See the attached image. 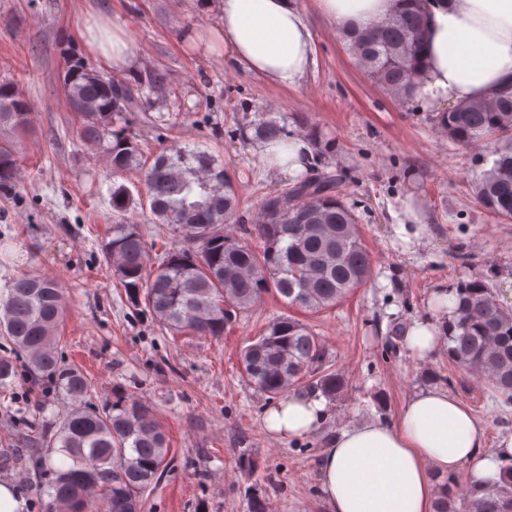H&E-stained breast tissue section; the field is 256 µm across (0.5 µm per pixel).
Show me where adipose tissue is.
I'll use <instances>...</instances> for the list:
<instances>
[{
    "instance_id": "ef3b65f1",
    "label": "adipose tissue",
    "mask_w": 512,
    "mask_h": 512,
    "mask_svg": "<svg viewBox=\"0 0 512 512\" xmlns=\"http://www.w3.org/2000/svg\"><path fill=\"white\" fill-rule=\"evenodd\" d=\"M224 48L243 70L292 86L315 63V43L298 0H218ZM397 0H317L337 31L382 21ZM424 59L416 96L432 110L492 98L512 84V0H426ZM82 36L113 68L133 65L125 30L109 18L81 19ZM271 167L296 177L316 159L314 143L296 137L260 147ZM328 416L319 396H291L268 408L267 428L288 438L319 430ZM485 433L455 396L429 384L402 406L395 422L350 423L337 429L318 458L329 512H435L437 477L473 464L480 484L500 477L512 457V434L483 456Z\"/></svg>"
}]
</instances>
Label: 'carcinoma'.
Listing matches in <instances>:
<instances>
[{"label": "carcinoma", "instance_id": "cac0c4a2", "mask_svg": "<svg viewBox=\"0 0 512 512\" xmlns=\"http://www.w3.org/2000/svg\"><path fill=\"white\" fill-rule=\"evenodd\" d=\"M405 6L381 22L344 33L350 51L371 79L404 102L413 99L427 16L424 0ZM92 68L75 54L63 74L65 96L77 113V139L101 150L112 177L137 170L145 197L137 200L124 184L112 183L110 204L117 223L101 239L104 262L123 288L127 302L145 312L173 337L218 339L268 293L309 312L335 308L366 286L373 262L353 212L332 175L300 180L262 196L256 224L247 229L259 245L224 235L238 214L237 187L210 153L174 144L151 165L142 162L130 112H150L167 96V78L146 70L133 84L110 74L91 77ZM439 124L460 145L490 140L489 168L474 182L480 206L497 220H512V92L474 100L442 113ZM0 126L27 131L28 104L12 83H0ZM254 143L286 142L288 125L263 116L250 124ZM15 147L0 141V189L15 187ZM149 202L151 223L183 241L147 265L148 228L121 220ZM456 307L448 320V361L466 374L481 376L489 397L512 406V306L496 299L481 279L459 280ZM65 290L46 276L21 273L0 294V386L19 375L58 384L69 400L49 438L69 464L49 469L53 501L63 512H142L143 496L154 490L167 467L169 438L153 409L122 401L109 409L91 405L92 380L65 368L59 353L66 316ZM320 337L295 317L277 316L239 351L242 375L271 399L290 391L340 394L345 379L323 368ZM502 477L476 489L470 484L440 488L436 512H512V459Z\"/></svg>", "mask_w": 512, "mask_h": 512}]
</instances>
